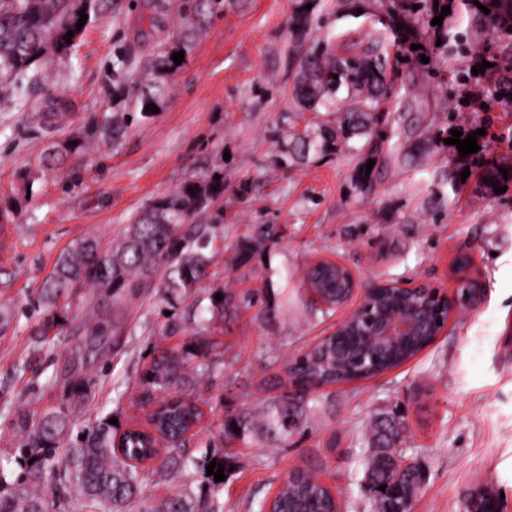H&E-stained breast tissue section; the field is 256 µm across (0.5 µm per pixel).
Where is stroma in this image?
Listing matches in <instances>:
<instances>
[{"mask_svg":"<svg viewBox=\"0 0 512 512\" xmlns=\"http://www.w3.org/2000/svg\"><path fill=\"white\" fill-rule=\"evenodd\" d=\"M388 0H223L205 17L203 33L169 83L165 100L142 120L130 87L177 24L175 0H120L103 9L76 42L66 66L51 74L63 115L22 112L0 102V303L14 308L0 331V471L15 479L24 463L10 428L15 413L44 414L61 405L72 378L93 379L77 425L115 415L142 418L140 378L153 356L195 333L159 334L168 306L157 289L132 300L122 333L89 349L83 320L106 298L83 288L58 300L62 324L36 341L43 314L37 297L57 256L86 234L117 239L129 220L185 179L220 169L222 214L210 250L217 281L234 292L268 294L278 309L257 303L225 318L212 338L220 376L195 385L208 427L193 455L217 437L225 415L283 393L279 364L307 350L347 315L311 314L304 272L321 259L340 260L358 279L446 280L459 250L471 251V273L486 290L482 306L404 365L312 394L287 447L265 436L234 446L237 470L220 491L224 512H250L282 478L308 469L340 493L342 512H371L363 487L372 424L401 412L403 454L427 479L414 512H465L482 490L512 512V183L496 192L487 166L512 168V106L500 101L474 59L411 58V81H395L382 111L429 128L478 132L483 163L465 167L456 146L423 164H380L371 183L357 181L363 138L313 145L279 163L294 134L338 126L348 101L338 96L315 111L300 109L293 86L300 56L344 34L377 28ZM308 16L297 30L292 19ZM449 72L437 83L432 71ZM126 116V133L106 143L94 131L108 114ZM90 149L46 167L42 158L72 138ZM274 231L247 268L232 255L256 225Z\"/></svg>","mask_w":512,"mask_h":512,"instance_id":"stroma-1","label":"stroma"}]
</instances>
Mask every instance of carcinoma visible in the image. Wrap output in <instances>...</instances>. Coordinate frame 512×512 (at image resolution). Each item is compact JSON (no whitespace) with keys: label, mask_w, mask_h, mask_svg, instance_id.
<instances>
[{"label":"carcinoma","mask_w":512,"mask_h":512,"mask_svg":"<svg viewBox=\"0 0 512 512\" xmlns=\"http://www.w3.org/2000/svg\"><path fill=\"white\" fill-rule=\"evenodd\" d=\"M439 5H434V2ZM418 10L408 9L403 17H389L382 22L383 30L395 33V64L392 78H387L384 60L368 58L350 51L338 55L325 46L300 57L297 82L294 87L297 102L306 110H317L322 102L337 97L345 89L352 104L344 111L343 124L351 131L367 136L358 163V176L365 175L366 165L373 160L380 163L384 141L375 136V123L382 115L372 114L373 104L387 95L390 80H401L407 66L406 56L411 45L422 43V31L414 15L427 18L431 42L429 49L443 56L450 52L478 54V45L468 46L462 33L448 26L432 25L430 21L448 6V0H412ZM468 10H475L481 27L504 36L505 41L494 45L498 50L496 63L490 68L492 88L503 102L512 105V0H479L490 9L485 14L474 0H459ZM112 5V0H0V95L10 96L15 107L25 112L35 111L33 95L42 89L49 70L67 62L69 53L81 32L76 30L80 13L92 20L101 8ZM203 0H183L179 25L149 62L143 78L146 92L136 97L140 114L147 120L152 113L146 106H161L166 85L178 66L172 55L188 51L202 30ZM74 37L67 38L68 31ZM441 45H436L437 41ZM122 121L107 116L97 127V134L108 141L123 135ZM427 132L415 126L407 131V153L404 159L419 162L432 149ZM212 171L204 177H190L174 191L154 200L139 211L126 225L121 237L103 244L95 236L87 235L72 242L57 258L46 276L40 293L46 315L42 319L45 336L56 326L60 317L57 300L62 292L81 288H96L112 297V314L96 313L97 319L87 330L89 336L114 335L122 332L126 304L151 288L162 291L165 300L174 308H182L188 321L200 325L182 347L154 358L144 370L140 385L150 400L161 402L172 397L174 401L148 415L153 431L125 430L123 425L109 423L105 416L79 430L71 439V416L82 408L91 393L93 382L76 378L70 382L66 402L45 415L20 412L11 422L19 434V448L26 460L25 473L16 483L0 472V512H47L40 487L46 475L56 472L62 490L74 489L90 512H224V504L217 499L223 482L207 475V466L216 461L224 467V475H232L234 460L224 453L226 442L249 443L258 433L274 443L288 440L302 423L309 401L304 396L290 398L283 393L265 400L260 412L242 411L224 417L219 442L207 440V451L200 457L187 452L196 434L186 437L194 421L202 419L203 410L195 403L196 397L187 390L195 378L217 379L218 355L212 340L203 336L206 324L253 307L256 294H235L223 286L205 291L202 282L209 276L213 253L209 246L218 230L215 224L202 223L201 215L224 193V180L214 179ZM273 232L270 226H258L251 235H244L234 246V262L247 266L259 238ZM340 272L333 266L310 267L305 278L318 281L325 287L336 283ZM222 294L218 301L215 295ZM208 305H203V302ZM294 368L326 386L340 384L357 375L360 368L344 369L336 366V348L316 346L296 356ZM405 429L397 416L386 418L375 425L369 441L370 456L363 481L367 491L382 485L398 484L391 498L373 499L374 512H410L421 490V466L411 467L401 480L396 477L394 447L396 437ZM167 438L161 472L177 477L192 468L201 475L205 487L199 493L184 490L162 500L150 508H133L142 502L145 482L149 475L140 465L156 456V436ZM333 504L328 492L310 480L292 478L281 486L270 500L257 503V512H331Z\"/></svg>","instance_id":"carcinoma-1"}]
</instances>
